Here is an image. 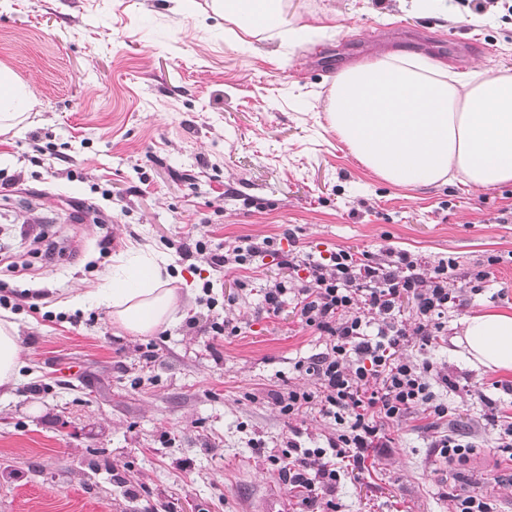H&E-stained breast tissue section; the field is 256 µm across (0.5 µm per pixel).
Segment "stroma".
<instances>
[{"label":"stroma","instance_id":"35a3bbf8","mask_svg":"<svg viewBox=\"0 0 512 512\" xmlns=\"http://www.w3.org/2000/svg\"><path fill=\"white\" fill-rule=\"evenodd\" d=\"M476 11L473 0H288L303 32L291 39L247 35L211 0H0V64L37 97L23 129L0 135V176L20 177L0 187V279L19 295L0 320L16 324L23 362L0 402V512H265L273 500L302 512L267 454L293 426L303 446L326 447L334 423L315 409L285 422L269 393L306 387L294 364L326 339L292 304L259 314L285 274L272 257L224 271L193 251L246 237L316 255L406 251L428 272L454 260L458 300L430 351L461 386L446 394L454 413L411 414L393 448L346 471L336 499L343 512H449L470 483L512 512V462L481 417L512 371L471 368L453 344L465 315L512 314V184H392L326 112L340 72L398 49L459 74L512 70V0L481 10V25ZM139 243L165 253L174 287L192 293L149 337L119 330L89 298L72 305ZM493 256L492 277L475 283ZM193 315L240 332L202 335ZM451 430L478 443L465 466L430 446Z\"/></svg>","mask_w":512,"mask_h":512}]
</instances>
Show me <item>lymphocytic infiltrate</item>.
<instances>
[{
  "label": "lymphocytic infiltrate",
  "instance_id": "obj_1",
  "mask_svg": "<svg viewBox=\"0 0 512 512\" xmlns=\"http://www.w3.org/2000/svg\"><path fill=\"white\" fill-rule=\"evenodd\" d=\"M195 251L208 254L213 266L233 269L274 255L289 275L265 289L262 313L278 314L286 300H293L302 326L327 339L324 351L294 365L299 375L313 380V389L270 393L284 419L315 406L336 425L323 448L302 446L301 430L290 428L281 453L269 457L289 486L301 492L310 512H341L337 460L363 466L369 451L381 453L391 446L387 426L415 411L437 419L452 414L437 389L455 388V381L436 372L428 359L405 352L410 338L425 350L442 336L448 305L456 300L448 287L449 264L439 263L428 275L420 260L406 252L377 259L340 248L318 258L273 252L268 242L249 239L221 254L208 253L206 242L199 240ZM405 297L413 302L410 329L401 319Z\"/></svg>",
  "mask_w": 512,
  "mask_h": 512
}]
</instances>
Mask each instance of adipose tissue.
Here are the masks:
<instances>
[{
	"mask_svg": "<svg viewBox=\"0 0 512 512\" xmlns=\"http://www.w3.org/2000/svg\"><path fill=\"white\" fill-rule=\"evenodd\" d=\"M284 0H213L215 13L245 32L285 25ZM36 104L30 87L0 67V133L17 127ZM329 119L352 154L383 179L431 185L449 174L476 189L512 182V72L482 78L395 52L343 70L331 90ZM166 261L148 248L116 257L94 294L114 324L134 336L170 325L183 302ZM475 368L512 371V315L465 316L458 338ZM15 323L0 320V400L9 398L22 366Z\"/></svg>",
	"mask_w": 512,
	"mask_h": 512,
	"instance_id": "adipose-tissue-1",
	"label": "adipose tissue"
}]
</instances>
